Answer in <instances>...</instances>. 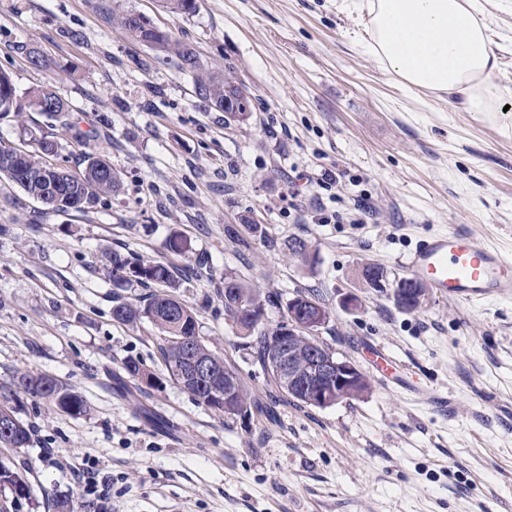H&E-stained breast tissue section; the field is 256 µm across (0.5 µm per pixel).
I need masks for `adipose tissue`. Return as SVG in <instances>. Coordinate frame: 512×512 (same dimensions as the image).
<instances>
[{
    "instance_id": "adipose-tissue-1",
    "label": "adipose tissue",
    "mask_w": 512,
    "mask_h": 512,
    "mask_svg": "<svg viewBox=\"0 0 512 512\" xmlns=\"http://www.w3.org/2000/svg\"><path fill=\"white\" fill-rule=\"evenodd\" d=\"M366 7L365 51L393 81L447 93L466 112L503 110L494 81L501 47L479 0H367Z\"/></svg>"
}]
</instances>
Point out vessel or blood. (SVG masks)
I'll list each match as a JSON object with an SVG mask.
<instances>
[{
  "mask_svg": "<svg viewBox=\"0 0 512 512\" xmlns=\"http://www.w3.org/2000/svg\"><path fill=\"white\" fill-rule=\"evenodd\" d=\"M405 268L444 300L473 303L512 297V262L455 227L420 239Z\"/></svg>",
  "mask_w": 512,
  "mask_h": 512,
  "instance_id": "1",
  "label": "vessel or blood"
}]
</instances>
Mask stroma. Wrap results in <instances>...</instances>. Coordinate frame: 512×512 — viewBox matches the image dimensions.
<instances>
[{
    "label": "stroma",
    "instance_id": "1",
    "mask_svg": "<svg viewBox=\"0 0 512 512\" xmlns=\"http://www.w3.org/2000/svg\"><path fill=\"white\" fill-rule=\"evenodd\" d=\"M191 44L216 71L253 94L247 119L225 121L194 93L175 60L129 40L109 20L115 2ZM348 0H199L191 16L157 0H0V70L25 109L0 119V142L28 146L32 93L67 100L55 123L57 161L78 168L106 156L120 190L87 213L61 215L0 181V392L13 389L32 428L0 461L31 486L19 512L81 499L93 466L112 512H512V298L468 303L426 293L401 309L394 282L418 237L455 226L512 260V117L481 118L447 94L408 91L360 43L366 9ZM489 34L504 45L496 84L512 91V0H480ZM39 49L33 67L28 49ZM336 181L323 189L324 174ZM258 219L264 240L245 249L224 235ZM190 250L167 251L172 234ZM308 244L293 257L292 239ZM123 247L210 273L182 284L198 333L266 396L244 334L224 316L222 283L239 274L277 292L261 324L312 291L330 312L319 340L371 381L363 399L320 409L293 402L274 419L224 417L165 379L160 333L148 320L112 318L119 302L147 295L115 285L106 255ZM378 266L384 287L364 271ZM354 294L359 307H344ZM388 352L424 388L386 386L363 345ZM135 359L163 375L145 392L122 370ZM55 377L85 399L74 417L15 386L19 374ZM169 420L152 426L147 414Z\"/></svg>",
    "mask_w": 512,
    "mask_h": 512
}]
</instances>
